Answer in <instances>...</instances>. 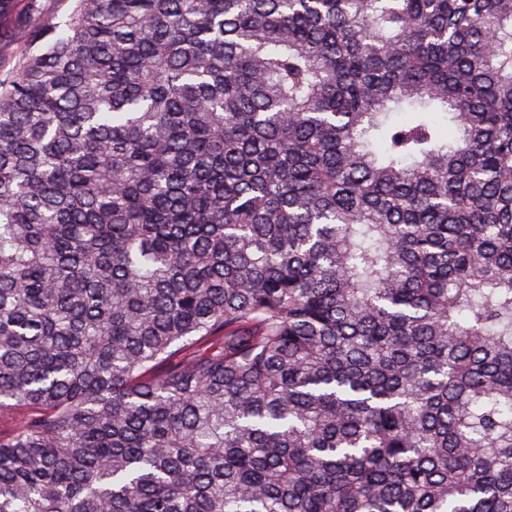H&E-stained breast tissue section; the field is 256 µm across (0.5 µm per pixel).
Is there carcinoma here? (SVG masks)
Masks as SVG:
<instances>
[{
	"instance_id": "1",
	"label": "carcinoma",
	"mask_w": 512,
	"mask_h": 512,
	"mask_svg": "<svg viewBox=\"0 0 512 512\" xmlns=\"http://www.w3.org/2000/svg\"><path fill=\"white\" fill-rule=\"evenodd\" d=\"M0 0V512H512V0Z\"/></svg>"
}]
</instances>
